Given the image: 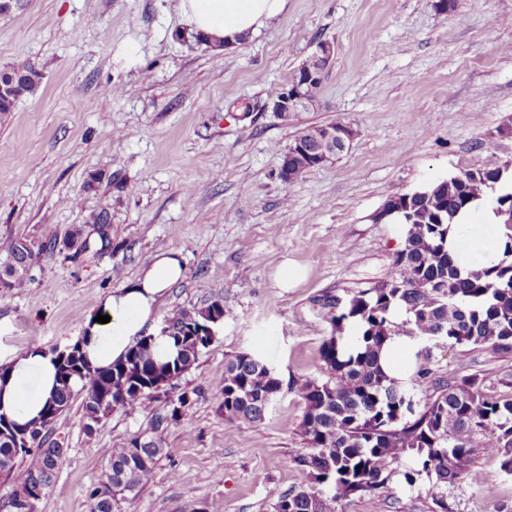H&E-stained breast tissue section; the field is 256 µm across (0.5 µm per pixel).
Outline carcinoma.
Instances as JSON below:
<instances>
[{"label": "carcinoma", "instance_id": "cac0c4a2", "mask_svg": "<svg viewBox=\"0 0 512 512\" xmlns=\"http://www.w3.org/2000/svg\"><path fill=\"white\" fill-rule=\"evenodd\" d=\"M12 78L11 99L0 100V115L13 111L17 101L34 93L43 78L35 64L27 62L3 68ZM326 126L306 128L297 138L307 145L319 143ZM290 181L314 169L305 156L288 160ZM512 181V164L466 171L435 181L411 194L390 199L385 215L397 218L407 232L404 247L396 254L389 288L359 290L348 298L323 296V306L339 331L353 329L351 341L331 338L322 350L329 377L324 382L301 384L304 414L301 434L310 452L293 458L297 485L273 504V512H341V503L375 494L386 488L391 466L405 457L417 468L403 473L413 487L424 476L434 489V512H453L448 486L469 465L474 449L496 457L500 470L512 474V396L486 394L475 376L444 383L432 368L431 341L451 345H486L512 353V263L502 262L461 275L448 253V231L455 215L488 190ZM495 214L505 229V253H512V192L496 197ZM109 213L94 217L99 242L74 230L67 241L72 257L92 246L112 248L105 229ZM37 254L26 241L11 248V262L0 270V288L25 286L28 268ZM405 311L407 333L426 342L415 354L412 383L424 395L417 407L389 379L380 364L386 340L398 333L391 320L395 308ZM224 316V302L217 298L201 308H179L167 315L175 330L174 353L161 361L155 341L143 336L124 359L107 368L91 366L84 355L56 365V390L38 418L20 423L0 413V478L14 496L36 493L45 496L56 472L64 463L65 450L49 439L51 421L80 400L84 417L100 422L115 411L128 416L137 412L150 395H167L195 364L206 343L200 344L184 331ZM282 382L260 359L239 354L228 360L221 389L225 416L248 423L261 421L271 404L268 394L278 395ZM200 392L183 391L177 403L151 420L149 429L119 448L104 449L108 464L105 479L87 493L89 512H113L114 502L98 496L101 486L121 485L138 494L153 476L157 462L172 456L163 446L162 433L186 414ZM324 485L328 492L313 485Z\"/></svg>", "mask_w": 512, "mask_h": 512}]
</instances>
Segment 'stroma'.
<instances>
[{"mask_svg":"<svg viewBox=\"0 0 512 512\" xmlns=\"http://www.w3.org/2000/svg\"><path fill=\"white\" fill-rule=\"evenodd\" d=\"M335 46L319 103L281 121L261 105L287 86L320 41ZM29 60L36 94L0 119V268L17 240L54 252L35 259L25 288H0V361L37 345L61 349L87 315L154 255L176 252L183 278L145 332L180 307L224 300V318L179 389L202 395L162 435L170 458L121 512H272L296 483L304 380L325 381L334 334L320 298L372 287L394 270L401 225L376 221L393 196L512 161V0H288L249 41L199 46L178 0H13L0 15V68ZM120 86L119 95L110 87ZM343 122L359 135L340 159L287 184L279 168L303 128ZM110 216L112 249L71 259L74 230ZM303 270L280 288L283 263ZM248 353L283 389L261 422L225 417V363ZM441 379L477 375L512 394V356L482 345L433 347ZM164 397L131 417L86 429L79 404L50 426L65 461L37 512H86L103 451L148 428ZM402 459L381 496L343 512H432V485L408 487ZM454 512H512V474L475 453L448 490Z\"/></svg>","mask_w":512,"mask_h":512,"instance_id":"obj_1","label":"stroma"}]
</instances>
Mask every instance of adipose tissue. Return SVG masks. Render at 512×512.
Instances as JSON below:
<instances>
[{"label":"adipose tissue","mask_w":512,"mask_h":512,"mask_svg":"<svg viewBox=\"0 0 512 512\" xmlns=\"http://www.w3.org/2000/svg\"><path fill=\"white\" fill-rule=\"evenodd\" d=\"M288 0H179L185 25L216 52L236 48L250 40L281 14ZM494 195L469 204L456 217L448 233V250L461 273H468L504 259L503 227L494 213ZM183 276L177 255L163 251L140 276L101 303L99 313L108 323L87 316L81 350L89 363L104 367L120 360L143 328L154 319L158 299ZM418 342L404 334L392 336L383 348L382 366L394 380L409 382L414 372ZM8 378L0 385V410L19 421L39 413L54 383L50 354L30 347L7 361Z\"/></svg>","instance_id":"ef3b65f1"}]
</instances>
